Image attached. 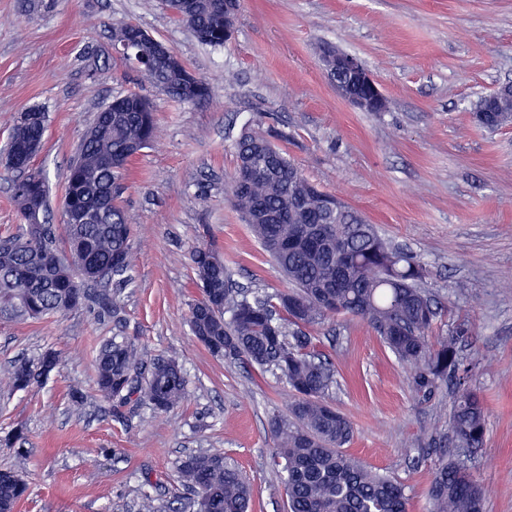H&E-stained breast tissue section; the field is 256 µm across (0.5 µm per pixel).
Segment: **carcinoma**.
<instances>
[{"instance_id": "cac0c4a2", "label": "carcinoma", "mask_w": 512, "mask_h": 512, "mask_svg": "<svg viewBox=\"0 0 512 512\" xmlns=\"http://www.w3.org/2000/svg\"><path fill=\"white\" fill-rule=\"evenodd\" d=\"M225 0H165V8L201 44L222 47L230 38ZM135 68L169 96L186 104L210 97L204 78H188L187 66L154 54L153 44H135L124 53ZM498 125L512 122V96L494 102ZM47 115L18 119L5 152V167L21 164L25 179L13 182L12 199L22 224L0 234V313L42 319L94 303L104 315L120 311V288L130 278L135 257L122 186L133 152L156 137L153 106L135 92L112 100V125L95 117L80 142L66 177L63 208L98 207L112 200L94 224L45 225L41 238L25 239L26 203L32 197L49 212V186L31 161L14 162L20 145L43 144ZM236 168L228 198L288 279L274 294L248 295L224 260L209 247L190 254L196 284H208L190 308L191 333L209 351L230 363L273 371L288 384L287 412L271 416L277 443L272 464L281 475L288 512H408L404 486L350 455L352 421L327 401L336 384L335 366L315 354L313 331L335 316L369 324L384 346L412 369L416 394L427 399L438 383H453L448 432L440 436L428 488L430 512H484L485 493L467 460L486 444L487 413L472 386L482 365L476 351L460 354L459 343L473 333L470 323L452 336L431 335L442 311L424 287L425 264L413 252L381 238L374 225L335 196L312 184L283 150L264 136L245 133L236 143ZM114 289L101 288L103 282ZM62 363L48 350L35 362L20 361L7 386L22 391L44 383ZM95 386L102 407L132 396L156 411L180 406L186 378L174 357L140 358L135 341L116 335L95 357ZM177 480L189 492L179 508L151 493L141 495L139 512H248L252 484L234 460L222 453L188 454L178 461ZM28 494V484L0 470V509L10 512Z\"/></svg>"}]
</instances>
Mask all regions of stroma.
I'll return each instance as SVG.
<instances>
[{
	"mask_svg": "<svg viewBox=\"0 0 512 512\" xmlns=\"http://www.w3.org/2000/svg\"><path fill=\"white\" fill-rule=\"evenodd\" d=\"M120 21L171 47L209 82L210 100L184 104L144 80L112 46ZM325 43L361 59L385 111H361L337 94L321 62ZM509 78L512 0H243L221 48L196 42L161 0H45L30 12L23 0H0V147L25 109L47 113L33 165L48 179L53 224L76 149L112 97H148L158 129L124 193L136 263L119 320L93 308L0 319V437L24 430L19 447L0 446V469L30 486L16 512H138L145 489L173 502L185 495L178 461L213 451L253 481L251 512H286L269 419L287 409V384L214 357L187 323L200 295L195 247L215 248L245 287L287 286L225 198L246 132L270 136L311 182L421 256L425 286L443 305L435 335L475 324L463 348L484 360L474 387L488 436L474 475L486 512H512V125L491 132L472 115ZM116 334L134 337L143 359L178 357L188 379L179 408L133 401L101 411L94 360ZM316 336L336 367L329 398L354 425L348 452L398 479L409 512H428L430 440L448 429L450 386L419 399L411 370L359 318L335 317ZM49 349L63 363L45 383L5 387L15 359ZM75 390L85 396L79 413Z\"/></svg>",
	"mask_w": 512,
	"mask_h": 512,
	"instance_id": "35a3bbf8",
	"label": "stroma"
}]
</instances>
